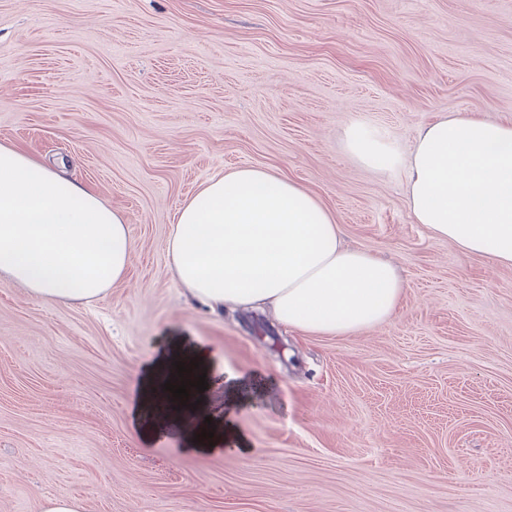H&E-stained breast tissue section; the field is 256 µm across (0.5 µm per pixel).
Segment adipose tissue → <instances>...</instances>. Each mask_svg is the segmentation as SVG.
Wrapping results in <instances>:
<instances>
[{
  "instance_id": "ef3b65f1",
  "label": "adipose tissue",
  "mask_w": 512,
  "mask_h": 512,
  "mask_svg": "<svg viewBox=\"0 0 512 512\" xmlns=\"http://www.w3.org/2000/svg\"><path fill=\"white\" fill-rule=\"evenodd\" d=\"M344 148L365 167L402 173L407 209L434 237L512 266V124L450 114L421 127L402 151L354 123ZM133 249L121 212L0 143V281L45 304H87L126 279ZM166 254L192 300L213 311L268 308L310 335L385 324L404 288L390 263L343 244L315 196L260 167L215 175L184 201Z\"/></svg>"
}]
</instances>
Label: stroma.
<instances>
[{
	"instance_id": "35a3bbf8",
	"label": "stroma",
	"mask_w": 512,
	"mask_h": 512,
	"mask_svg": "<svg viewBox=\"0 0 512 512\" xmlns=\"http://www.w3.org/2000/svg\"><path fill=\"white\" fill-rule=\"evenodd\" d=\"M455 112L512 123V0H0V143L64 164L135 244L89 306L0 283V512L48 495L86 512H512V267L435 238L401 175L343 147L357 121L405 149ZM250 166L397 268L390 322L308 335L182 296L173 213ZM175 336L213 359L225 428L205 454L132 420ZM230 375L252 384L228 409Z\"/></svg>"
}]
</instances>
